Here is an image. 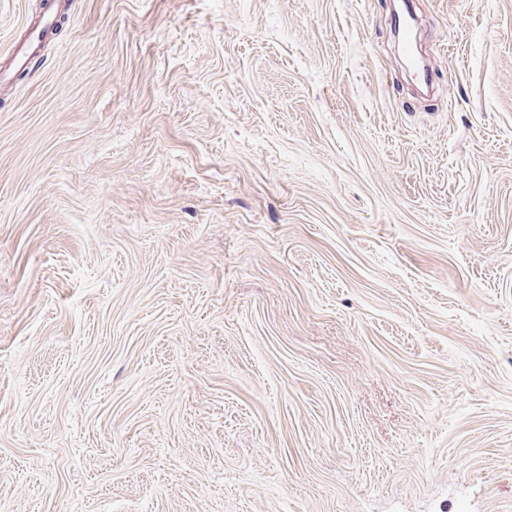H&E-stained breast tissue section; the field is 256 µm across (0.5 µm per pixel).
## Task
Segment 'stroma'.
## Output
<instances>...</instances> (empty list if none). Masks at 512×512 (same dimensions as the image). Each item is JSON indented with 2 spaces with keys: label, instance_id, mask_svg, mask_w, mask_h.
<instances>
[{
  "label": "stroma",
  "instance_id": "1",
  "mask_svg": "<svg viewBox=\"0 0 512 512\" xmlns=\"http://www.w3.org/2000/svg\"><path fill=\"white\" fill-rule=\"evenodd\" d=\"M410 3L0 0V512H512V0Z\"/></svg>",
  "mask_w": 512,
  "mask_h": 512
}]
</instances>
